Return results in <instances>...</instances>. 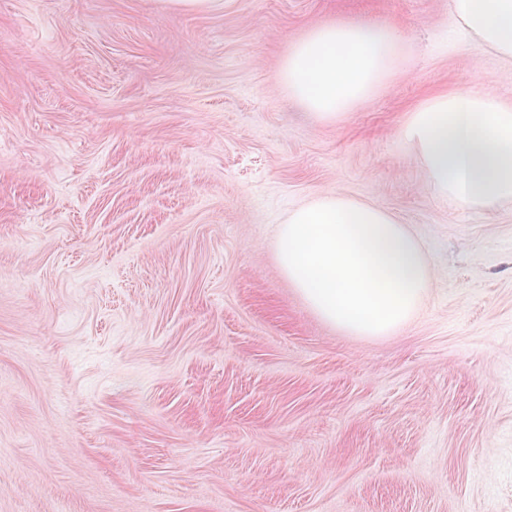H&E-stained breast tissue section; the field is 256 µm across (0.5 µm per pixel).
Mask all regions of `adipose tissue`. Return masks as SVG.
Here are the masks:
<instances>
[{"instance_id":"obj_1","label":"adipose tissue","mask_w":512,"mask_h":512,"mask_svg":"<svg viewBox=\"0 0 512 512\" xmlns=\"http://www.w3.org/2000/svg\"><path fill=\"white\" fill-rule=\"evenodd\" d=\"M451 10L469 41L512 59V0H451ZM404 44L386 25L328 22L289 47L276 79L332 121L388 82ZM399 135L442 197L469 210L512 202V99L481 89L437 92L410 111Z\"/></svg>"}]
</instances>
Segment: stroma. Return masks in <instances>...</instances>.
<instances>
[{
    "label": "stroma",
    "mask_w": 512,
    "mask_h": 512,
    "mask_svg": "<svg viewBox=\"0 0 512 512\" xmlns=\"http://www.w3.org/2000/svg\"><path fill=\"white\" fill-rule=\"evenodd\" d=\"M450 0H0V512H512V203L437 195L398 130L512 90ZM339 19L410 43L320 120L277 88ZM338 193L413 231L418 316L360 338L281 275Z\"/></svg>",
    "instance_id": "obj_1"
}]
</instances>
